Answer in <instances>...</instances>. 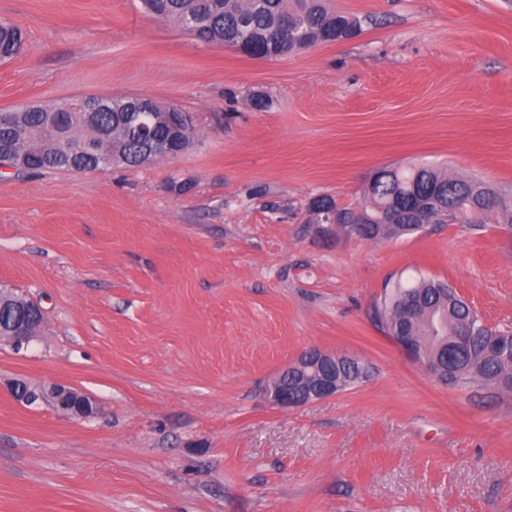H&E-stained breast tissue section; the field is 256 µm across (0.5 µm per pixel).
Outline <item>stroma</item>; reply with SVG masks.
<instances>
[{
  "instance_id": "obj_1",
  "label": "stroma",
  "mask_w": 512,
  "mask_h": 512,
  "mask_svg": "<svg viewBox=\"0 0 512 512\" xmlns=\"http://www.w3.org/2000/svg\"><path fill=\"white\" fill-rule=\"evenodd\" d=\"M329 2L357 37L254 59L141 0H0L27 37L0 62V109L148 96L198 128L149 165L0 171V285L44 314L27 345L0 341V512H512V395L430 380L373 309L388 279L424 276L510 327L512 240L308 221L314 198L356 205L391 165L512 188V7ZM308 348L369 376L274 405L268 384ZM16 383L98 412L23 404ZM13 393L19 401L26 404L39 399H51L60 409L79 418L91 417L97 411L95 402L89 396L61 385L47 391L18 386L14 388Z\"/></svg>"
}]
</instances>
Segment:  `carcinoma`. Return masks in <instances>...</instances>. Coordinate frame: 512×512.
<instances>
[{"label":"carcinoma","instance_id":"1","mask_svg":"<svg viewBox=\"0 0 512 512\" xmlns=\"http://www.w3.org/2000/svg\"><path fill=\"white\" fill-rule=\"evenodd\" d=\"M151 15L182 25L188 13L202 15L211 39L233 40L246 30L253 37L248 56L269 58V41L286 45L288 53L341 42L359 28L357 18L339 12L326 0H142ZM288 27H283V22ZM22 41L20 29L0 22V56L14 57ZM141 101L156 113L153 134L168 133L167 107L141 96L112 98V111L54 112L38 104L19 107L0 120V159L13 149L35 154L34 168L80 170L92 168L97 157L112 145L122 148L127 165H139L142 140L124 123L121 106ZM367 215L389 225L374 235L392 239L416 230L418 224L454 223L476 229L485 224L512 228V197L496 187L444 168L384 167L370 179L358 204ZM17 297L0 302V331L11 330ZM377 326L391 337L402 334L418 356L447 372L444 384L458 389H491L512 394V330L498 329L493 336H473L461 343L457 333L472 322L482 323L477 312L447 283L422 278L404 284L388 282L376 303ZM344 388L368 376V366L357 361L336 371Z\"/></svg>","mask_w":512,"mask_h":512}]
</instances>
